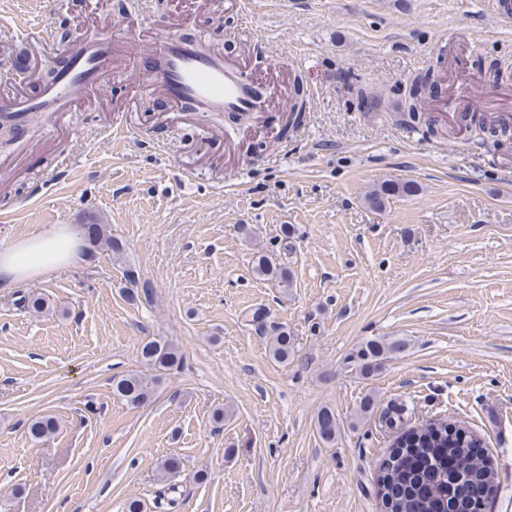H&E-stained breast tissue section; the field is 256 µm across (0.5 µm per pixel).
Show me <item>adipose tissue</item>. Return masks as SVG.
Returning <instances> with one entry per match:
<instances>
[{
    "mask_svg": "<svg viewBox=\"0 0 512 512\" xmlns=\"http://www.w3.org/2000/svg\"><path fill=\"white\" fill-rule=\"evenodd\" d=\"M83 245L80 233L68 224L17 238L0 248V286L11 288L49 277L71 266Z\"/></svg>",
    "mask_w": 512,
    "mask_h": 512,
    "instance_id": "1",
    "label": "adipose tissue"
}]
</instances>
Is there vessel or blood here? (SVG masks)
Returning <instances> with one entry per match:
<instances>
[{"instance_id":"b4317fda","label":"vessel or blood","mask_w":512,"mask_h":512,"mask_svg":"<svg viewBox=\"0 0 512 512\" xmlns=\"http://www.w3.org/2000/svg\"><path fill=\"white\" fill-rule=\"evenodd\" d=\"M130 58L174 103L192 106L199 112L253 119L267 109L238 58L203 51L176 30H166L146 47H134ZM113 70L111 36L102 32L88 34L70 46L52 83L30 95L0 94V121L25 126L45 114L64 112ZM423 109L437 123L451 127L460 123L463 112L469 111L494 126L510 128L512 82L502 83L489 98L464 66L458 65L451 71L444 92L424 102Z\"/></svg>"}]
</instances>
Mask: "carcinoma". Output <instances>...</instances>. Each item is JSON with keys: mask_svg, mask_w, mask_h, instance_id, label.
Segmentation results:
<instances>
[{"mask_svg": "<svg viewBox=\"0 0 512 512\" xmlns=\"http://www.w3.org/2000/svg\"><path fill=\"white\" fill-rule=\"evenodd\" d=\"M410 181L385 182L367 197L374 208L384 206L388 198L410 195ZM89 243L93 247H106L114 253L124 250L123 243L113 237L108 225L94 219L88 224ZM254 272L290 285L293 275L289 268L276 262L267 254H260L254 261ZM131 288L126 298L130 302L150 301L153 286L139 279L136 271L126 270ZM21 307L30 313L42 314L50 310L48 302L40 294H27L19 298ZM403 346L400 340L368 339L349 356L356 370L370 376L382 369L389 356ZM295 338L285 329L273 336L270 354L283 363L293 356ZM141 361L155 371H169L182 362L176 345L169 341L150 340L140 348ZM157 379L144 374H129L113 385L114 395L132 406L148 401ZM317 430L326 443L336 441L338 424L334 412L322 409L316 419ZM57 431V423L51 417L32 422L28 432L35 440ZM482 440L464 426L446 422H428L420 427L400 433L390 445L380 464L377 476L378 496L390 512H448V506H456V512H480L472 504L486 500L480 494L482 488L495 485V473L487 457L476 452Z\"/></svg>", "mask_w": 512, "mask_h": 512, "instance_id": "obj_1", "label": "carcinoma"}]
</instances>
